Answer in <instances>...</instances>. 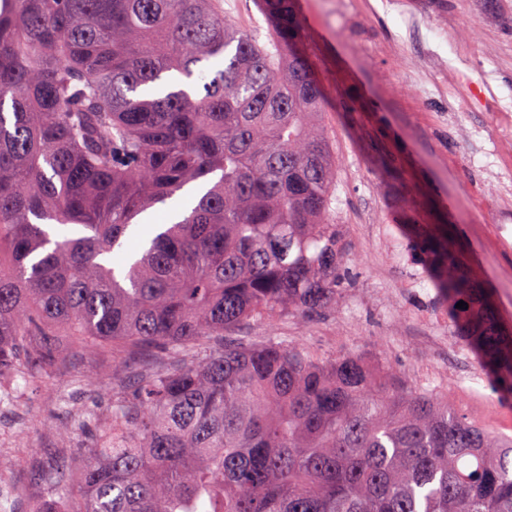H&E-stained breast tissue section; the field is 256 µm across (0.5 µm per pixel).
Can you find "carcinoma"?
I'll use <instances>...</instances> for the list:
<instances>
[{
  "mask_svg": "<svg viewBox=\"0 0 512 512\" xmlns=\"http://www.w3.org/2000/svg\"><path fill=\"white\" fill-rule=\"evenodd\" d=\"M220 0H0V390L75 342L176 363L112 398L40 512H512V439L358 354L202 336L336 304L349 251L324 97ZM172 204L128 251L140 219ZM417 234L467 345L512 397V334ZM466 308L458 309L459 301Z\"/></svg>",
  "mask_w": 512,
  "mask_h": 512,
  "instance_id": "carcinoma-1",
  "label": "carcinoma"
}]
</instances>
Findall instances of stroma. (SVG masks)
I'll return each instance as SVG.
<instances>
[{
	"label": "stroma",
	"instance_id": "35a3bbf8",
	"mask_svg": "<svg viewBox=\"0 0 512 512\" xmlns=\"http://www.w3.org/2000/svg\"><path fill=\"white\" fill-rule=\"evenodd\" d=\"M267 43L261 0H222ZM297 45L325 96L336 150L332 208L350 243L351 284L335 308L255 322L237 338L286 340L328 360L356 353L512 435V401L473 353L448 351L454 327L420 260L413 225L453 227L449 247L512 332V0H295ZM159 353L104 357L74 344L0 411V480L19 503L41 494L45 457L84 459L95 426ZM97 405L96 425L83 415Z\"/></svg>",
	"mask_w": 512,
	"mask_h": 512
}]
</instances>
